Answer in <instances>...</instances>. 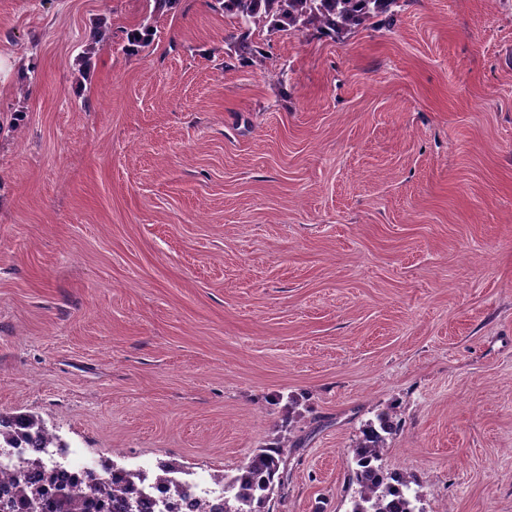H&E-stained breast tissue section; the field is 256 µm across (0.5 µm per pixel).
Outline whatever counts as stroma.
<instances>
[{
	"instance_id": "1",
	"label": "stroma",
	"mask_w": 512,
	"mask_h": 512,
	"mask_svg": "<svg viewBox=\"0 0 512 512\" xmlns=\"http://www.w3.org/2000/svg\"><path fill=\"white\" fill-rule=\"evenodd\" d=\"M237 29L220 0H0V412L233 474L297 397L274 512H349L391 412L424 512H512V0L248 64Z\"/></svg>"
}]
</instances>
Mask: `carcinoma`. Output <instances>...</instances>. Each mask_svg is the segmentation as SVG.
<instances>
[{
	"label": "carcinoma",
	"instance_id": "cac0c4a2",
	"mask_svg": "<svg viewBox=\"0 0 512 512\" xmlns=\"http://www.w3.org/2000/svg\"><path fill=\"white\" fill-rule=\"evenodd\" d=\"M400 0H223L224 13L238 23L240 37L236 42L238 55L253 58L262 55L254 36L263 31L286 29L302 34L336 37L374 22L389 21L397 14ZM153 36L148 24L128 32L133 46H147ZM293 412H288L281 425L286 436L254 450L234 475L218 474L224 485V508L221 512H273L276 501L288 488L285 455L288 435L294 429ZM399 430L393 416L377 415V422L368 423L350 448L349 483L355 486L351 512H417L413 485L416 479L408 474L389 472L380 464L387 440ZM50 435V430L29 414L0 412V448H18ZM102 480L90 474L84 484L58 485L46 497L43 490L25 481L17 484V493L25 501L45 503L42 512H75L76 501L89 491H97ZM139 490L132 481L122 486L121 494L112 495V512H136Z\"/></svg>",
	"mask_w": 512,
	"mask_h": 512
}]
</instances>
